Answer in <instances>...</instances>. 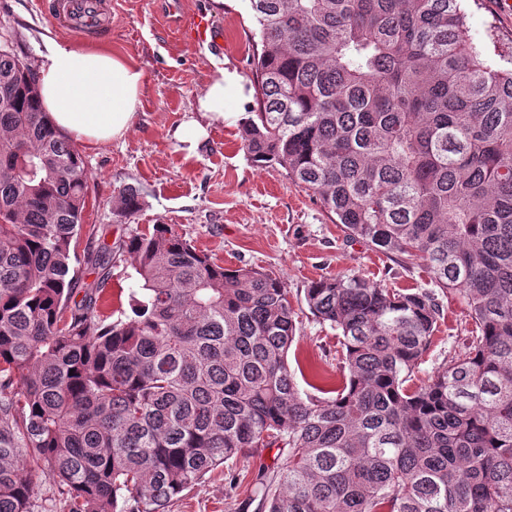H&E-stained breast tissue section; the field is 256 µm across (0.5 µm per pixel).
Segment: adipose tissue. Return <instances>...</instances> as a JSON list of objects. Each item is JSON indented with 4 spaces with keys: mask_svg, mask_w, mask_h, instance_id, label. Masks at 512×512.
Segmentation results:
<instances>
[{
    "mask_svg": "<svg viewBox=\"0 0 512 512\" xmlns=\"http://www.w3.org/2000/svg\"><path fill=\"white\" fill-rule=\"evenodd\" d=\"M144 70L104 48L56 44L40 63V101L62 133L89 145L124 137L141 106ZM237 75L217 68L197 99L210 120H223L228 100L239 95Z\"/></svg>",
    "mask_w": 512,
    "mask_h": 512,
    "instance_id": "obj_1",
    "label": "adipose tissue"
}]
</instances>
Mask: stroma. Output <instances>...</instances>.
<instances>
[{
	"instance_id": "stroma-1",
	"label": "stroma",
	"mask_w": 512,
	"mask_h": 512,
	"mask_svg": "<svg viewBox=\"0 0 512 512\" xmlns=\"http://www.w3.org/2000/svg\"><path fill=\"white\" fill-rule=\"evenodd\" d=\"M112 37L102 46L125 57L146 74L142 105L124 138L99 145L78 144L89 172L88 200L76 243V269L85 281L87 263L102 244L113 247L112 275L98 301L104 313L129 312L136 283L120 243L153 225H168L227 268L251 267L283 283L297 313L290 357L302 368L316 367V385L336 382L340 345L336 330L310 313L304 291L311 281L358 273L384 288L413 292L430 288L419 264H404L358 241L340 227L311 193L276 168H261L240 142V122L255 100L250 69L249 33L255 27L249 0H111ZM474 42L490 56H512V9L502 0H465ZM201 12L224 34L223 46L190 41L179 18ZM0 23L13 34L19 55L38 66L55 43L76 48L92 39L59 35L38 0H0ZM236 73L243 94L227 106L224 120L205 122L196 100L216 65ZM206 133L196 146L184 135L194 124ZM131 185L143 198L141 209L127 218L113 213L118 190ZM442 315L420 369L430 374L450 358L465 355L472 328L467 306L452 292H437ZM288 462L283 448H267L240 457L231 474L215 470L172 504L169 512H259L248 498L252 480L275 481ZM241 484L230 489L229 475Z\"/></svg>"
}]
</instances>
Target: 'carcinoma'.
<instances>
[{"instance_id":"1","label":"carcinoma","mask_w":512,"mask_h":512,"mask_svg":"<svg viewBox=\"0 0 512 512\" xmlns=\"http://www.w3.org/2000/svg\"><path fill=\"white\" fill-rule=\"evenodd\" d=\"M251 161L317 196L352 241L421 263L475 325L427 378L435 293L313 281L338 332L334 396L300 392L282 282L227 269L164 224L124 242L133 316L97 308L112 248L80 283L89 173L0 47V512H168L220 466L288 449L264 512H512V60L473 42L463 0H249ZM119 190L118 217L139 211ZM81 300H74L77 290Z\"/></svg>"}]
</instances>
